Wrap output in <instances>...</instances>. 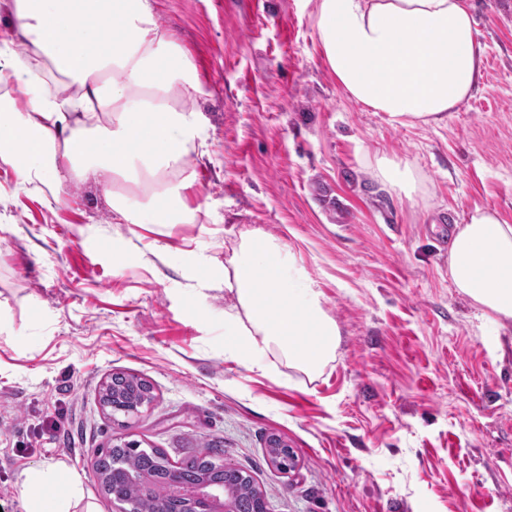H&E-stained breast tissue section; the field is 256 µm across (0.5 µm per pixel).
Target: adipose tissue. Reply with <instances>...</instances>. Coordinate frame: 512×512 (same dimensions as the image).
<instances>
[{"instance_id": "1", "label": "adipose tissue", "mask_w": 512, "mask_h": 512, "mask_svg": "<svg viewBox=\"0 0 512 512\" xmlns=\"http://www.w3.org/2000/svg\"><path fill=\"white\" fill-rule=\"evenodd\" d=\"M24 45L0 43V165L13 193L66 184L112 195L117 224H192L189 157L205 155L204 88L192 57L161 28L151 0H11ZM319 46L337 84L397 125L438 124L481 70L466 0H317ZM448 276L485 322L512 324V224L478 207L456 225ZM235 298L224 350L249 368L283 360L308 378L334 360L322 292L273 237L242 234L224 267ZM79 475L30 469L27 512H70Z\"/></svg>"}]
</instances>
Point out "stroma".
Here are the masks:
<instances>
[{
	"label": "stroma",
	"mask_w": 512,
	"mask_h": 512,
	"mask_svg": "<svg viewBox=\"0 0 512 512\" xmlns=\"http://www.w3.org/2000/svg\"><path fill=\"white\" fill-rule=\"evenodd\" d=\"M193 58L209 153L194 224H116L91 184L12 194L0 170V512L27 470L82 477L71 512H119L93 463L117 440L181 463L212 449L268 512H512V325L482 322L440 249L477 207L512 224V0H467L482 72L437 125L349 98L318 44L317 0H153ZM387 156L414 199L376 180ZM286 244L335 321L316 379L224 352V266L240 231ZM115 372L154 398L122 426ZM276 437L296 464L277 469Z\"/></svg>",
	"instance_id": "35a3bbf8"
}]
</instances>
